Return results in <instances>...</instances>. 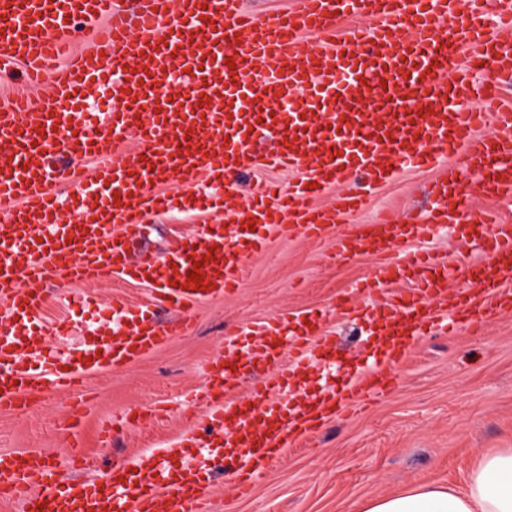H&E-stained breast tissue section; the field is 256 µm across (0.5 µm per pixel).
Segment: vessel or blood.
Returning a JSON list of instances; mask_svg holds the SVG:
<instances>
[{"instance_id": "1", "label": "vessel or blood", "mask_w": 512, "mask_h": 512, "mask_svg": "<svg viewBox=\"0 0 512 512\" xmlns=\"http://www.w3.org/2000/svg\"><path fill=\"white\" fill-rule=\"evenodd\" d=\"M494 4L490 14L485 0H288L260 17L241 0H0V74L50 84L38 99L0 98V407L24 408L38 387L79 386L187 334L190 319L157 310L184 313L239 288L266 231L377 258L343 310L371 337L365 363L337 359L322 317L269 318L249 342L228 333L206 365L194 393L201 428L74 483L42 452L2 451L0 492L25 512H206L216 470L245 487L335 415L337 395L386 383L422 331L512 312V224L469 212L466 195L475 177L487 196L512 200V102L500 95L512 78V0ZM307 35L314 49L298 52ZM444 157L454 165L425 216L350 223L369 187ZM299 167L289 187L261 184L238 203L244 175ZM360 174L368 187L338 192ZM173 183L176 198L163 192ZM204 185L224 198L198 232L130 261L148 213L201 212ZM463 222L487 258L461 283L446 254L391 255ZM196 268L200 289L188 278ZM115 276L146 286L155 314L106 302L56 324L64 344L41 345L50 288ZM317 364L346 368L342 384L309 386ZM259 373L237 402L241 377Z\"/></svg>"}]
</instances>
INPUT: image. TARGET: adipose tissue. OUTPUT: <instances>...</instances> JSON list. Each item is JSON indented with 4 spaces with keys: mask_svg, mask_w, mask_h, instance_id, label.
Masks as SVG:
<instances>
[{
    "mask_svg": "<svg viewBox=\"0 0 512 512\" xmlns=\"http://www.w3.org/2000/svg\"><path fill=\"white\" fill-rule=\"evenodd\" d=\"M352 512H512V449L483 456L465 491L425 486L357 503Z\"/></svg>",
    "mask_w": 512,
    "mask_h": 512,
    "instance_id": "ef3b65f1",
    "label": "adipose tissue"
}]
</instances>
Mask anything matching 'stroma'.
Here are the masks:
<instances>
[{
  "label": "stroma",
  "instance_id": "1",
  "mask_svg": "<svg viewBox=\"0 0 512 512\" xmlns=\"http://www.w3.org/2000/svg\"><path fill=\"white\" fill-rule=\"evenodd\" d=\"M434 177L431 170H401L374 191L355 223L382 214L404 223L426 209ZM199 226L188 216L151 215L129 258L166 250ZM375 262L365 253L346 263L326 243L271 237L266 252L249 262L241 287L197 308L190 332L165 349L90 375L75 389L40 388L24 409H0V452L42 450L75 481L161 447L190 427L196 409L186 404L159 418L154 408L200 386L207 360L224 350L225 332L274 316L324 314L337 347L360 352L364 337L336 305ZM71 291L132 306L149 298L147 288L118 277ZM391 375L382 393L323 425L308 446L288 453L244 493L216 477L209 512H349L353 502L422 485L460 489L481 457L512 448V313L479 330L418 337ZM129 409L145 422L105 438L112 417Z\"/></svg>",
  "mask_w": 512,
  "mask_h": 512
}]
</instances>
